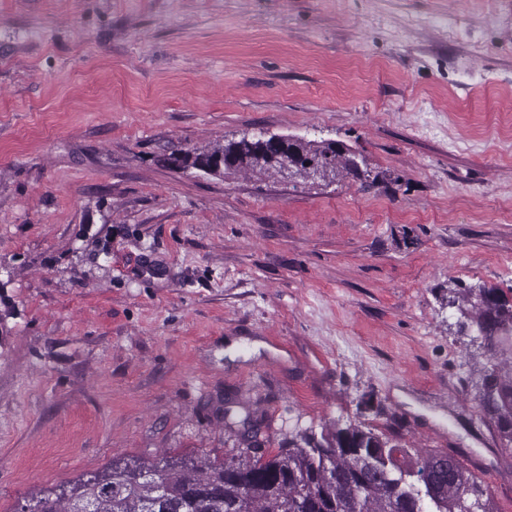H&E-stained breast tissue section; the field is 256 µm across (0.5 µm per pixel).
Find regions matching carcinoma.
Here are the masks:
<instances>
[{"instance_id": "1", "label": "carcinoma", "mask_w": 512, "mask_h": 512, "mask_svg": "<svg viewBox=\"0 0 512 512\" xmlns=\"http://www.w3.org/2000/svg\"><path fill=\"white\" fill-rule=\"evenodd\" d=\"M322 169L323 177L360 175L339 142L290 136L242 137L207 150H179L163 159L174 169L211 176L229 171L282 173L285 162ZM457 332L481 339L476 400L501 439L512 445V298L481 285L448 289ZM41 512H495L484 485L446 451L406 448L394 433L362 423L317 434L299 429L288 446L239 448L208 457L112 466L67 497L38 501Z\"/></svg>"}]
</instances>
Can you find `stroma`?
I'll return each mask as SVG.
<instances>
[{"instance_id":"1","label":"stroma","mask_w":512,"mask_h":512,"mask_svg":"<svg viewBox=\"0 0 512 512\" xmlns=\"http://www.w3.org/2000/svg\"><path fill=\"white\" fill-rule=\"evenodd\" d=\"M260 134L362 174L163 163ZM452 279L512 288V0H0V512L223 459L247 410L454 452L512 512Z\"/></svg>"}]
</instances>
